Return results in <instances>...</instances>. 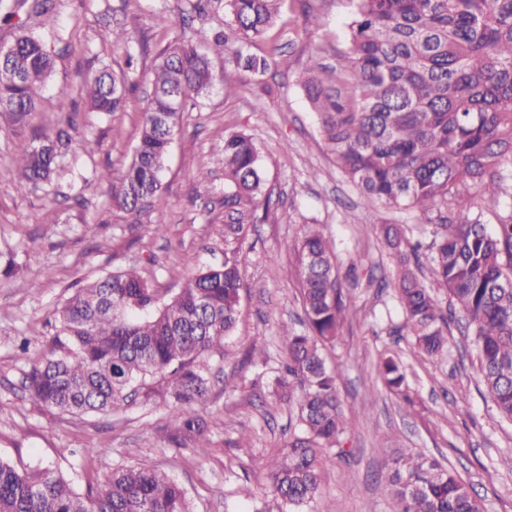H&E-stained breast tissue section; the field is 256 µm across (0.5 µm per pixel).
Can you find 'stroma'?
I'll return each mask as SVG.
<instances>
[{
    "label": "stroma",
    "mask_w": 512,
    "mask_h": 512,
    "mask_svg": "<svg viewBox=\"0 0 512 512\" xmlns=\"http://www.w3.org/2000/svg\"><path fill=\"white\" fill-rule=\"evenodd\" d=\"M55 21L44 28L49 44L66 43L38 112L22 128L0 130V458L25 472L61 471L79 492L99 488L113 468L166 471L186 492L193 512H255L274 507L269 493L272 456L292 426L277 401L274 380L284 349L283 326L300 327L296 232L314 225L328 239L340 272L355 268L341 336L326 346L340 367L339 398L349 419L339 451L325 459L321 496L328 512H400L385 478L394 459L410 449L455 467L482 512H512V422L485 394L476 354L458 327L448 350L429 356L391 336L401 308L393 290L395 264L378 239L384 223L403 225L411 240L423 228L408 211L374 209L336 166L303 89L312 57H334L350 39L351 0H283L280 14L255 52L282 48L286 66L261 78L242 72L237 92L215 86L203 105L187 107L162 173V190L145 224L127 223L112 210L103 172L120 174L141 133L146 93L158 53L192 36L180 10L187 0H55ZM168 8L169 21L157 15ZM316 23H308V15ZM135 32L131 51L113 46L111 17ZM133 61L137 85L123 107L103 114L89 103L60 96L102 66ZM73 116V148L51 182L18 192L14 163L37 136ZM250 135L272 192L268 216L250 226L247 285L235 329L223 349L204 361L209 391L207 454L176 448V421L163 377L147 379L128 403L107 413L71 414L34 402L23 385L31 357L54 348L53 313L86 282L136 267L160 294L178 293L185 277L224 261V136ZM376 284H369V277ZM264 348L265 363L250 357ZM406 367L407 398L378 379L383 352Z\"/></svg>",
    "instance_id": "stroma-1"
}]
</instances>
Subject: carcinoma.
Masks as SVG:
<instances>
[{"label":"carcinoma","instance_id":"1","mask_svg":"<svg viewBox=\"0 0 512 512\" xmlns=\"http://www.w3.org/2000/svg\"><path fill=\"white\" fill-rule=\"evenodd\" d=\"M225 7L224 27L200 26L159 55L141 135L124 171L105 176L112 207L142 223L159 195L171 142L160 117L177 126L189 105L202 103L216 82L234 89V76L263 77L278 63L280 46L265 54L246 45L264 37L281 0H195L197 16ZM350 46L336 65L312 59L303 88L338 168L368 202L415 213L432 224L430 279L446 289L442 311L422 280L416 248L398 224H382L379 238L397 265L392 287L402 321L392 336H409L429 356L448 349V325L460 313L476 350L481 382L503 418L512 422V215L490 230L476 196L494 202L506 193L512 167V0H352ZM5 19L53 13L54 0H12ZM112 45L131 36L118 18ZM224 55L213 71L208 51ZM54 70V53L26 23L0 46V125H25L37 111ZM136 83L134 71L103 67L75 90L96 112L119 110ZM64 129L44 131L17 160L16 189L48 183L67 147ZM257 147L243 132L224 135V264L189 276L164 299L135 270L89 282L54 311L55 349L33 365L24 386L30 398L69 413L108 412L136 395L135 384L156 374L168 382L179 422L180 448L206 452L200 404L208 378L200 363L234 329L247 288L248 227L260 202H270ZM298 275L306 329L287 326V361L275 380L283 401H296V427L271 464L276 500L287 512H327L321 498L326 450L339 444L347 420L336 389L337 370L322 350L336 341L347 303L328 240L302 226ZM379 372L387 388L404 394L399 359L386 354ZM387 482L400 512H481L457 473L411 451L395 460ZM0 512H192L184 489L149 467H117L96 493L73 489L49 468L21 472L0 460Z\"/></svg>","mask_w":512,"mask_h":512}]
</instances>
